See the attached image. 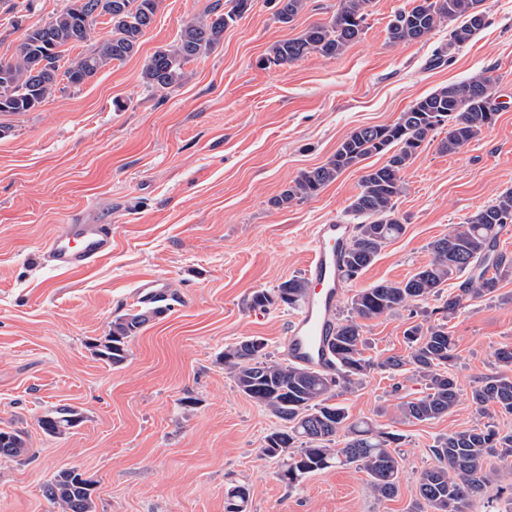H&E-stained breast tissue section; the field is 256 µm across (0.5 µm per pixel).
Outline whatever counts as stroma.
Returning <instances> with one entry per match:
<instances>
[{
    "label": "stroma",
    "instance_id": "obj_1",
    "mask_svg": "<svg viewBox=\"0 0 512 512\" xmlns=\"http://www.w3.org/2000/svg\"><path fill=\"white\" fill-rule=\"evenodd\" d=\"M65 2L0 0V59ZM215 2L161 0L135 55L81 87H60L34 111L0 112V428L22 431L27 447L21 459H0V512H59L43 486L72 468L93 481L96 512H225L233 484L249 488L247 512H412L441 436L488 422L512 430V415L480 413L465 397L443 418L402 420L400 399L422 396V382L409 371H375L342 401L351 420L403 434L398 496L376 497L352 467L291 487L262 454L279 420L224 369L225 348L248 337L287 361L294 310H255L249 298L305 276L317 225L346 220L363 171L349 169L285 208L272 200L356 128L394 123L416 99L478 74L493 78L501 106L496 123L457 153L430 144L404 171L396 209L405 231L342 283L337 312L357 290L429 263L430 242L512 188V0H485L489 25L434 70L426 61L447 43V25L418 43L388 37L393 13L410 0H374L359 42L332 59L311 53L287 65L265 63L269 47L328 22L338 0H305L289 24L276 21L271 0H254L187 65L181 85L148 89L145 60ZM73 213L110 224L112 252L61 272L40 249ZM148 275L167 279L168 309L131 339L123 364L97 359L89 342L116 316L140 310ZM432 308L427 301L367 321L370 355L408 356L404 332ZM448 328L462 390L501 372L495 353L512 346V282L470 301ZM61 406L83 420L48 437L38 420Z\"/></svg>",
    "mask_w": 512,
    "mask_h": 512
}]
</instances>
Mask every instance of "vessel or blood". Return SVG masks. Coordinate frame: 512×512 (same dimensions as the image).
Listing matches in <instances>:
<instances>
[{
  "label": "vessel or blood",
  "instance_id": "obj_1",
  "mask_svg": "<svg viewBox=\"0 0 512 512\" xmlns=\"http://www.w3.org/2000/svg\"><path fill=\"white\" fill-rule=\"evenodd\" d=\"M346 237V226L334 220L318 225L313 256L307 265L311 289L287 336L289 357L301 364L328 369L325 339L332 331V315L340 292L339 248ZM112 252V227L94 223L80 215L60 225L43 246L44 261L60 271L87 268ZM168 283L149 276L139 285L138 298L149 305L166 295Z\"/></svg>",
  "mask_w": 512,
  "mask_h": 512
}]
</instances>
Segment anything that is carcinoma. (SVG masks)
<instances>
[{
  "label": "carcinoma",
  "instance_id": "1",
  "mask_svg": "<svg viewBox=\"0 0 512 512\" xmlns=\"http://www.w3.org/2000/svg\"><path fill=\"white\" fill-rule=\"evenodd\" d=\"M112 2V35L89 53L61 68L62 48L90 39L100 7ZM161 0H67L59 12L25 33L15 55L0 59V112H29L46 102L60 80L80 87L114 61L134 55L144 33L154 23ZM254 0L216 3L211 17L187 24L176 41L146 59L143 81L163 92L181 84L185 66L213 49L224 29L242 19ZM484 0H412L399 9L388 25L389 39L417 43L426 39L444 21L462 19L448 31V45L461 46L489 24ZM373 0H339L336 14L327 23L309 25L300 37L277 41L267 61L286 65L318 53L334 58L364 34ZM304 0H274L275 16L290 23ZM499 104L494 99L492 79L483 74L437 88L417 99L389 125L359 127L339 144L330 160L303 171L274 200L283 207L295 200L317 195L345 170L374 155L386 157L379 167L365 172L361 191L347 212L353 220L352 234L340 252L343 279L354 280L377 258L382 248L400 236L404 225L396 201L403 192V173L439 131L444 133L440 149L454 153L496 121ZM512 224V190L453 225L448 233L429 244L431 260L409 278L382 281L362 288L352 296L347 315L336 318L328 341L334 357L333 372L325 373L269 358L266 343L247 338L224 351V369L241 393L267 409L281 426L264 440L263 454L281 462L279 477L290 486L304 476L331 467H354L367 476V485L380 498L399 492L400 462L395 455L402 436L379 429L370 419L349 421L347 408L335 402L351 394L375 370L401 371L410 367L424 385V395L398 404L405 420L431 421L449 415L460 399V388L452 367L457 343L448 331V319L465 303L493 297L512 276V258L498 251V235ZM467 274L459 293L445 299L430 315L434 320L417 323L404 332L410 348L408 358L374 359L365 355V322L407 309L420 301L439 297L452 277ZM309 282L292 277L277 288L258 290L250 306L267 310L284 304L301 305ZM163 311L127 313L112 320L107 335L91 348L101 360L121 365L127 346L149 315ZM470 400L481 412L493 408L512 415V376L499 374L475 382ZM73 408H60L38 420L50 437H59L79 423ZM27 453L23 433L0 429V458L16 459ZM434 464L418 480L414 512H471L484 498L487 488L512 479V433L493 427L456 430L443 436L432 449ZM45 497L61 512H95L92 483L76 469L54 476L43 488ZM250 497L244 485L227 489L225 512H246Z\"/></svg>",
  "mask_w": 512,
  "mask_h": 512
}]
</instances>
